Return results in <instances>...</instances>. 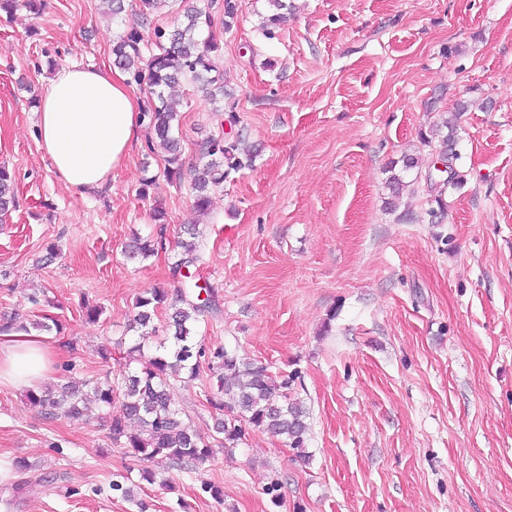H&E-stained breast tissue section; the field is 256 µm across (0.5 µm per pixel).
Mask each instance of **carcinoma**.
Here are the masks:
<instances>
[{"label": "carcinoma", "mask_w": 512, "mask_h": 512, "mask_svg": "<svg viewBox=\"0 0 512 512\" xmlns=\"http://www.w3.org/2000/svg\"><path fill=\"white\" fill-rule=\"evenodd\" d=\"M168 0H140L141 25L150 24L151 15ZM269 13L260 24L264 35L288 19L293 5L287 0H267ZM37 10L41 0H0V13L13 15L19 7ZM211 12L188 8L183 19L171 29H154L155 51L144 56V35L139 27L130 28L112 47L115 65L126 70L137 82L147 80L149 95L143 116L148 119L154 139L149 151L160 146L166 153L164 173L170 180L181 177L180 140L174 135L178 113L169 101L167 90L186 82L210 102L217 104L230 93L224 84V74L217 65L219 44L213 34ZM455 118H440L431 130L427 143L434 144L435 156L446 163L448 176L427 185L435 193L439 210L445 209L442 195L448 186H460L453 168L457 153L448 151L453 145ZM241 137L222 134L208 135L196 144L191 166L193 207L200 213L208 211L212 189L224 184L233 171L252 165L253 152L242 147ZM15 182L9 171L0 166V214L16 207ZM437 210V211H439ZM437 211L430 214L435 216ZM185 237L177 242L178 253L172 266L174 274L197 266L202 261L200 232L196 225L184 229ZM157 251L152 240L132 238L124 249L129 259H146ZM168 292L153 288L139 296L135 303V323L147 327L158 308L171 307L169 336L151 352L145 351L146 336L127 350L131 360L139 362L136 370L117 378L110 375L84 381L82 386H64L55 390L49 386L31 388L27 399L49 416L63 414L80 417L88 410L89 401L98 405L109 420L111 442L129 448L142 461L164 458L178 466H195L207 462L217 448H235L243 443L250 428L264 430L282 438L297 456L306 458L305 439L309 429V411L295 396L297 374L273 375L267 366L246 361L223 346L205 347L198 339L199 325L219 311L218 300L208 287L197 283L179 291L173 302ZM61 333L62 323L48 315L29 328L12 318H0V333ZM206 368L215 383L206 394L207 403L214 409H229V415L216 422V436H202L182 418L173 388L181 373L193 380ZM120 403V413L112 414V406Z\"/></svg>", "instance_id": "obj_1"}]
</instances>
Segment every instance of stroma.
<instances>
[{"label":"stroma","instance_id":"1","mask_svg":"<svg viewBox=\"0 0 512 512\" xmlns=\"http://www.w3.org/2000/svg\"><path fill=\"white\" fill-rule=\"evenodd\" d=\"M236 2L228 28L212 0H173L152 16L167 28L185 7L210 9L234 94L232 125L176 86L183 164L222 131L255 152L204 214L190 176L165 177L148 132L82 197L38 147L37 103L55 68L111 63L136 4L116 19L102 0L0 15V166L18 188L0 218V316L40 319L31 297L46 294L64 324L44 338L56 351L46 382L120 376L137 296L175 291L176 242L198 225L192 275L220 307L198 338L298 372L311 458L256 429L193 469L156 460L149 484L97 412L48 418L5 384L0 478L22 489L0 487V512H512V0H293L270 39L258 30L266 0ZM460 103L453 166L464 183L445 192L436 224L422 137ZM407 154L419 168L403 171ZM399 172L412 188L395 200ZM135 233L162 235V248L124 261ZM84 298L102 306L99 320L85 318ZM206 381L176 383L174 395L207 436L218 413Z\"/></svg>","mask_w":512,"mask_h":512}]
</instances>
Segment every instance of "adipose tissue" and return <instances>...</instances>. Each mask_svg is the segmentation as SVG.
<instances>
[{"label":"adipose tissue","instance_id":"obj_1","mask_svg":"<svg viewBox=\"0 0 512 512\" xmlns=\"http://www.w3.org/2000/svg\"><path fill=\"white\" fill-rule=\"evenodd\" d=\"M127 75L112 67H64L39 103L40 150L54 176L82 196L107 185L138 140L141 103ZM39 336H0V384L33 385L51 365Z\"/></svg>","mask_w":512,"mask_h":512}]
</instances>
